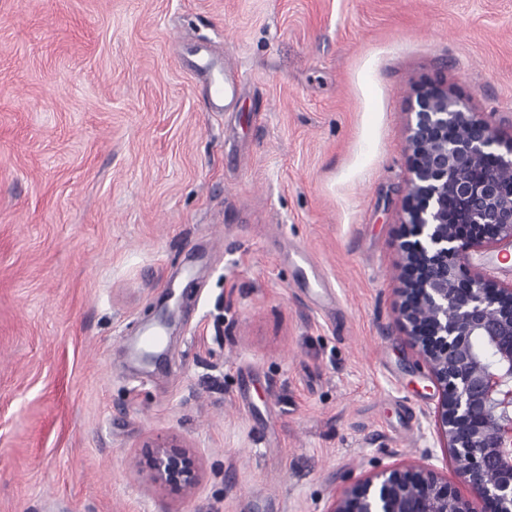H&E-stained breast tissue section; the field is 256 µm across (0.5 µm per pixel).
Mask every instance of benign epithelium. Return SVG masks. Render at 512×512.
<instances>
[{
    "label": "benign epithelium",
    "mask_w": 512,
    "mask_h": 512,
    "mask_svg": "<svg viewBox=\"0 0 512 512\" xmlns=\"http://www.w3.org/2000/svg\"><path fill=\"white\" fill-rule=\"evenodd\" d=\"M409 110L396 310L439 392L435 432L471 495L442 478L426 450L421 463L354 482L328 512H512V286L470 268L473 252L512 247V186L480 172L490 154L512 171V137L435 81L415 91ZM450 197L466 223L448 214ZM146 447L139 466L155 486L195 491L200 463L188 446L161 436Z\"/></svg>",
    "instance_id": "1"
}]
</instances>
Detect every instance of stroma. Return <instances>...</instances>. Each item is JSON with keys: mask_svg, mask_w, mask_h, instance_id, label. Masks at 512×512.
<instances>
[{"mask_svg": "<svg viewBox=\"0 0 512 512\" xmlns=\"http://www.w3.org/2000/svg\"><path fill=\"white\" fill-rule=\"evenodd\" d=\"M427 80L511 136L512 0H0V512H328L427 449L456 482L395 310ZM170 434L188 498L135 467ZM196 75L207 85L209 103L213 110H222L224 102L233 101L238 93V84L225 79V67L216 59L205 46L196 49ZM296 265L305 273L306 276H303V283L307 288H313L312 284L315 288L324 289L326 288L325 280L318 270L317 266L312 262L310 256L304 252H297L296 254ZM309 274V278H308Z\"/></svg>", "mask_w": 512, "mask_h": 512, "instance_id": "stroma-1", "label": "stroma"}]
</instances>
